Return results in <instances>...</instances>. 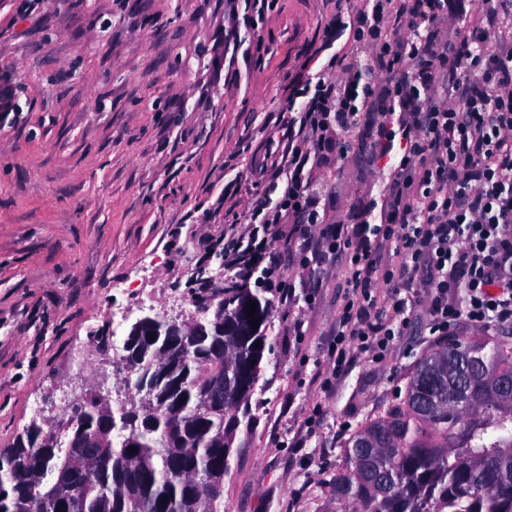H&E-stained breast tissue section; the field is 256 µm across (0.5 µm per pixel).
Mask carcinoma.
I'll use <instances>...</instances> for the list:
<instances>
[{"instance_id": "carcinoma-1", "label": "carcinoma", "mask_w": 512, "mask_h": 512, "mask_svg": "<svg viewBox=\"0 0 512 512\" xmlns=\"http://www.w3.org/2000/svg\"><path fill=\"white\" fill-rule=\"evenodd\" d=\"M224 293L205 322L132 325L122 377L137 399L75 401L67 441L33 423L0 448V512H45L49 498L53 512H223L227 414L254 391L271 309L247 288ZM251 301L255 314L238 317ZM503 375L512 337L427 351L404 400L346 442L333 499L362 512H512V396L493 387Z\"/></svg>"}]
</instances>
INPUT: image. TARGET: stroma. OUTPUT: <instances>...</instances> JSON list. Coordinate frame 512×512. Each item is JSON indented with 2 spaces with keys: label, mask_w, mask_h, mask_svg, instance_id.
<instances>
[{
  "label": "stroma",
  "mask_w": 512,
  "mask_h": 512,
  "mask_svg": "<svg viewBox=\"0 0 512 512\" xmlns=\"http://www.w3.org/2000/svg\"><path fill=\"white\" fill-rule=\"evenodd\" d=\"M0 0V448L37 423L64 433L55 408L76 347L113 346L136 310L127 282L183 299L179 321L212 317L229 285L224 236L258 186L278 139L288 85L337 13L359 0H275L253 19L245 0ZM329 216L378 201L381 167L353 153L315 171ZM292 227L276 257L295 286L272 301L271 346L238 420L224 512H334L330 480L350 431L403 401L433 348L421 310L386 362L359 359L324 386L327 342L344 296L339 262L301 266ZM209 287H201V278ZM303 325L295 335L294 322ZM316 416L313 436L304 422Z\"/></svg>",
  "instance_id": "obj_1"
}]
</instances>
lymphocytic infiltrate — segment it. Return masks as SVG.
I'll return each mask as SVG.
<instances>
[{"mask_svg":"<svg viewBox=\"0 0 512 512\" xmlns=\"http://www.w3.org/2000/svg\"><path fill=\"white\" fill-rule=\"evenodd\" d=\"M512 0H362L349 37L319 70L303 68L281 120L277 176L250 201L249 229L224 238V265L247 281L254 262L287 305L277 224L317 239L345 264L346 291L328 347L333 375L354 358L379 361L421 306L435 343L470 327L512 330ZM405 23L406 34L394 31ZM372 60L364 81L355 64ZM362 130L358 144L347 134ZM389 171L379 214H321L314 168L354 149Z\"/></svg>","mask_w":512,"mask_h":512,"instance_id":"1","label":"lymphocytic infiltrate"}]
</instances>
